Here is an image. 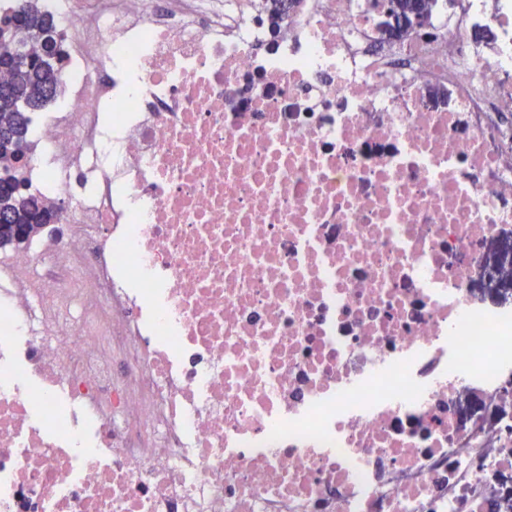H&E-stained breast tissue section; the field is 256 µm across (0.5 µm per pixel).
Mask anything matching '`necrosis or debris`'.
I'll return each mask as SVG.
<instances>
[{"mask_svg":"<svg viewBox=\"0 0 512 512\" xmlns=\"http://www.w3.org/2000/svg\"><path fill=\"white\" fill-rule=\"evenodd\" d=\"M65 38L0 251V512H490L512 0H36ZM487 40H479L481 32ZM388 3L389 7L385 14V29L391 37H399L406 34L424 18L423 13L410 14L408 10L404 11L397 0H388ZM24 189L11 193L0 186V217L4 215L7 223L1 224V246L21 247L39 233L47 224L49 205L32 195L25 177L22 178ZM27 224H43L38 230H31ZM11 228L10 235L4 239V231Z\"/></svg>","mask_w":512,"mask_h":512,"instance_id":"obj_1","label":"necrosis or debris"}]
</instances>
